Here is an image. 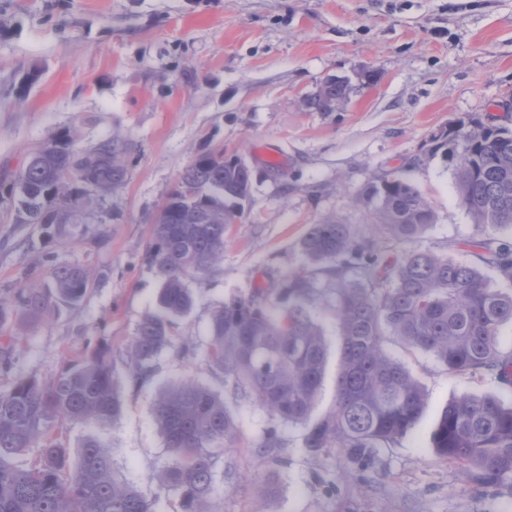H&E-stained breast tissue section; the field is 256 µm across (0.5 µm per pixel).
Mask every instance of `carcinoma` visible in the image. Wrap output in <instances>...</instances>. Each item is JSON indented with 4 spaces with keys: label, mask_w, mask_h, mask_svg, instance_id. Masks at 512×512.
Returning a JSON list of instances; mask_svg holds the SVG:
<instances>
[{
    "label": "carcinoma",
    "mask_w": 512,
    "mask_h": 512,
    "mask_svg": "<svg viewBox=\"0 0 512 512\" xmlns=\"http://www.w3.org/2000/svg\"><path fill=\"white\" fill-rule=\"evenodd\" d=\"M351 89L349 79L330 77L303 103L310 111L333 112ZM435 141L455 157L460 204L489 231L465 246L508 287L419 246L435 213L407 176L395 172L367 181L357 202L371 215L373 235L331 216L310 225L298 244L301 269L212 311L204 348L189 341L178 348L183 356L202 351L221 383L216 390L189 377L153 401L168 461L151 479L179 498L181 512H214L217 485L234 474L226 449L239 438L235 409L243 403L269 418L253 445L257 456L285 447L280 426L291 425L302 430L307 452L343 451L349 475L413 429L426 394L387 351L389 341L431 355L452 375H491L512 387V352L499 343L500 328L512 324V240L496 238L512 234V128L468 117L448 124ZM128 153L120 137L90 148L78 147L69 134L49 138L6 190L17 201L18 223L59 226L62 212L118 190ZM251 183L241 158L197 155L180 173L145 248L159 283L157 310L120 348L101 338L51 382L19 377L0 392V512H155L156 499L115 470L99 440L83 442L71 466L63 430L87 421L108 425L121 414L122 388L137 391L152 381L158 358L173 347L176 323L195 306L188 280L208 275L224 258L225 234L242 220ZM90 285L82 266L52 264L48 280L0 297V318L21 311L36 320L57 302L75 306ZM318 310L332 316L339 348L334 401L315 416L328 358ZM14 360V337L0 336V370H11ZM31 448L39 449L37 460L16 466L13 460ZM433 448L476 486L512 483V402L461 395L442 411Z\"/></svg>",
    "instance_id": "1"
}]
</instances>
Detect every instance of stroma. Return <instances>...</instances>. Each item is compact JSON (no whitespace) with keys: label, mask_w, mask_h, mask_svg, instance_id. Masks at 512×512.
<instances>
[{"label":"stroma","mask_w":512,"mask_h":512,"mask_svg":"<svg viewBox=\"0 0 512 512\" xmlns=\"http://www.w3.org/2000/svg\"><path fill=\"white\" fill-rule=\"evenodd\" d=\"M369 68L378 82H355L340 109L302 107L326 78L355 81ZM469 115L512 118V0H0V187L30 150L64 131L83 148L113 136L132 147L125 185L59 232L18 223L14 203L0 196V296L46 279L53 261L81 265L91 278L76 307L55 306L37 323L16 313L0 321V336L20 339L0 392L21 376L50 382L90 340L120 346L134 335L157 304L144 261L150 226L183 168L216 148L249 163L252 192L223 261L190 281L196 306L178 322V338L205 342L214 308L302 267L297 243L309 225L333 216L369 232L355 195L375 175L407 169L436 215L422 246L464 259L461 242L480 231L458 201L454 159L432 138ZM387 349L426 393L410 432L351 477L341 450L309 455L292 427L279 461L256 457L267 416L241 405L237 471L215 512H512V485L474 487L432 444L442 410L462 393H512L488 377L450 376L397 342ZM187 375L214 381L203 356L165 352L148 387L124 392L114 423L64 433L74 453L98 437L158 512L179 504L149 479L167 460L152 400ZM260 471L264 491L251 480Z\"/></svg>","instance_id":"stroma-1"}]
</instances>
